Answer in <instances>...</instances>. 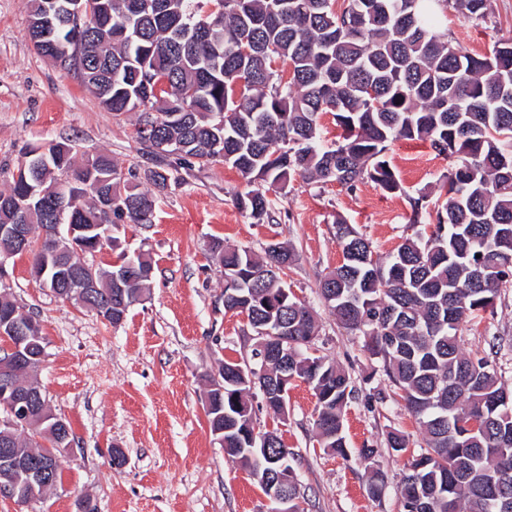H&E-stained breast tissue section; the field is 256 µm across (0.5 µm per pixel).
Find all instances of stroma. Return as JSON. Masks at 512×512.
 <instances>
[{
	"instance_id": "1",
	"label": "stroma",
	"mask_w": 512,
	"mask_h": 512,
	"mask_svg": "<svg viewBox=\"0 0 512 512\" xmlns=\"http://www.w3.org/2000/svg\"><path fill=\"white\" fill-rule=\"evenodd\" d=\"M29 26V0H0V191L30 149L52 142L71 144L80 164L109 155L145 188L151 170H166L170 180L151 223L125 225L120 248H104L92 258L104 269L123 252L152 259L149 288L119 325L40 287L29 255L7 260L0 283L40 321L47 339L40 384L53 411L69 421L75 442L55 489L26 506L0 497V512H78L86 498L97 512H269L256 479L213 439L205 412L206 376L224 361L249 359L254 346L247 322L224 310V273L209 254L216 237L258 254L273 240L293 245L298 260L284 278L317 317L312 351L335 361L357 388L345 415L344 459L320 445L308 384L292 383L287 421L256 409L258 426L280 424L295 454L302 512H400L397 486L408 457L388 451L387 435L400 431L417 443L422 430L400 398L379 399L388 386L380 360L365 351L363 337L337 325L318 283L342 260L336 217L362 233L382 260L404 238L429 234L430 226L410 224L409 199L437 191L455 158L401 138L390 144L388 157L404 194L371 182L346 193L297 180L277 196L273 221L255 224L235 205L246 184L234 169L220 160L200 167L176 155L156 162L136 137L137 113L107 112L78 78L37 53ZM444 28L464 51L488 53L497 40L512 38V0H496L483 21L448 13ZM460 336L466 352L493 356L512 384V348H492L496 338L512 339V288L502 291L493 313L463 326ZM115 447L128 458L119 470L110 464ZM364 447L376 449L374 459L361 456ZM377 470L386 487L375 498L369 484Z\"/></svg>"
}]
</instances>
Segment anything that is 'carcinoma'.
Instances as JSON below:
<instances>
[{
  "label": "carcinoma",
  "instance_id": "carcinoma-1",
  "mask_svg": "<svg viewBox=\"0 0 512 512\" xmlns=\"http://www.w3.org/2000/svg\"><path fill=\"white\" fill-rule=\"evenodd\" d=\"M66 0H30V19L54 22L50 55L68 32L61 26ZM106 5L92 27L81 80L109 73L97 95L115 115L139 113L138 126L155 122V136L140 142L155 156L179 153L204 166L217 159L237 170L249 190L236 194L237 208L255 224L270 222L276 200L263 186L285 189L300 179L335 184L348 193L371 181L388 193H404L389 159V143L419 139L439 155L457 158L443 191L409 198L411 223L432 226L430 236L406 237L387 261L373 259L372 245L338 217L336 240L343 263L323 276L325 305L347 332L364 337V348L381 360L392 392L420 424L423 442L399 486L401 512H512V387L486 356L463 351V323L493 311L512 287V39L499 40L476 56L456 47L442 31L448 10L468 20L494 11V0H233L235 10L209 39L195 26L205 0H98ZM247 35L252 53L235 52ZM274 47V56L267 54ZM167 86L154 92L153 84ZM374 89L373 108L363 88ZM330 114L343 133L322 144L321 119ZM66 143L46 149L45 164L28 158L9 192L40 187L49 200L61 197L60 179L73 167ZM97 179L87 198L70 208L64 223L77 224L78 247L52 235L58 223L47 205L18 217L0 207V223L21 220L42 233L31 248V274L54 289L57 264L86 268L93 311L112 299L110 271L84 259L110 244L103 227L149 224L168 174L152 170L155 191L105 155L92 160ZM112 192V214L94 202L96 190ZM103 240H98V237ZM214 261L224 267V312H247L251 331L269 328L282 344L268 374L252 383L246 365L224 363V401L207 413L209 424L224 414V452L269 482L290 468L293 452L282 435L264 433L268 447L252 446L253 390L276 392L281 381L307 383L317 399L313 425L325 451L344 457V417L354 398L350 375L309 352L317 325L310 307L290 292L280 272L297 261L286 242H271L259 256L215 239ZM481 418L485 429L449 433L448 423ZM22 454L57 450L51 423L10 437Z\"/></svg>",
  "mask_w": 512,
  "mask_h": 512
}]
</instances>
